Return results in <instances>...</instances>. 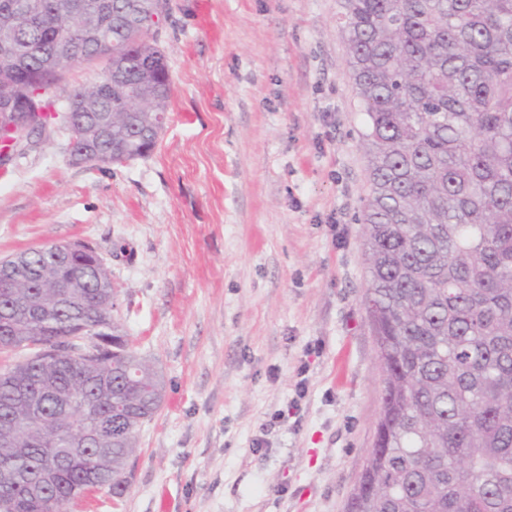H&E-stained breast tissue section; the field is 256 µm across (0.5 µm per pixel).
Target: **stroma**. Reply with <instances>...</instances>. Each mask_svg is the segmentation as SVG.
Segmentation results:
<instances>
[{
	"label": "stroma",
	"instance_id": "stroma-1",
	"mask_svg": "<svg viewBox=\"0 0 512 512\" xmlns=\"http://www.w3.org/2000/svg\"><path fill=\"white\" fill-rule=\"evenodd\" d=\"M338 0H169L150 156L68 160L60 125L0 167V259L83 242L163 375L114 497L64 512H345L382 371L367 319L363 115Z\"/></svg>",
	"mask_w": 512,
	"mask_h": 512
}]
</instances>
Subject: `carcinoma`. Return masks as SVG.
<instances>
[{
    "label": "carcinoma",
    "mask_w": 512,
    "mask_h": 512,
    "mask_svg": "<svg viewBox=\"0 0 512 512\" xmlns=\"http://www.w3.org/2000/svg\"><path fill=\"white\" fill-rule=\"evenodd\" d=\"M0 0V96L23 82L17 63L70 32L64 70L125 62L73 89L90 134L103 119L105 165L140 158L165 123L172 84L154 37L157 0L137 25L73 8L76 0ZM339 25L364 116L367 308L383 370L374 448L349 504L363 512H512V0H339ZM137 88L138 99L128 101ZM18 288L0 278V353L40 343L63 351L0 371V512H63L103 487L123 491L138 431L164 383L112 324L100 353L85 334L113 320L107 268L66 244L18 254Z\"/></svg>",
    "instance_id": "cac0c4a2"
}]
</instances>
